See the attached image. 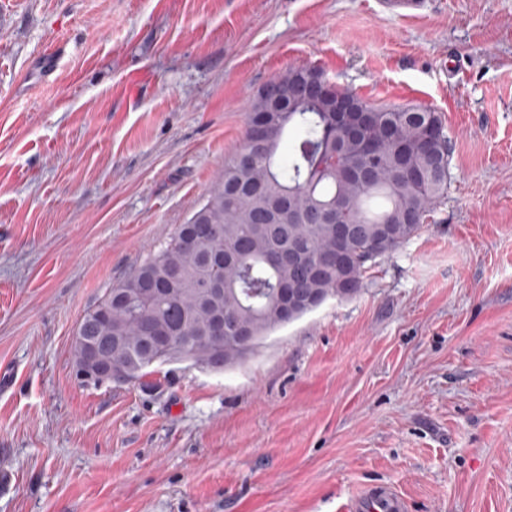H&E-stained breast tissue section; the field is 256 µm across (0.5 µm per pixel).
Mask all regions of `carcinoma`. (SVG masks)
I'll list each match as a JSON object with an SVG mask.
<instances>
[{
	"label": "carcinoma",
	"instance_id": "obj_1",
	"mask_svg": "<svg viewBox=\"0 0 512 512\" xmlns=\"http://www.w3.org/2000/svg\"><path fill=\"white\" fill-rule=\"evenodd\" d=\"M321 77L303 67L271 79L282 92L275 110L259 90L250 109L262 122L248 124L206 198L82 316L78 326L111 379L140 381L154 366L177 363L212 370L243 363L273 332L316 309L315 297L358 295L368 271L417 236L448 193L451 147L438 112L385 107L339 88L356 110L370 112L361 135L350 138L324 99L289 110ZM290 131V151L280 157ZM338 224L349 228L339 246ZM288 252L302 261L278 260ZM283 287L302 299L292 319L278 309Z\"/></svg>",
	"mask_w": 512,
	"mask_h": 512
}]
</instances>
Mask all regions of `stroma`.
I'll use <instances>...</instances> for the list:
<instances>
[{
    "mask_svg": "<svg viewBox=\"0 0 512 512\" xmlns=\"http://www.w3.org/2000/svg\"><path fill=\"white\" fill-rule=\"evenodd\" d=\"M381 2L0 0V512H512V0ZM298 66L439 112L447 195L244 364L81 384L80 318ZM405 498L393 487L375 484L340 508L342 512H407Z\"/></svg>",
    "mask_w": 512,
    "mask_h": 512,
    "instance_id": "obj_1",
    "label": "stroma"
}]
</instances>
